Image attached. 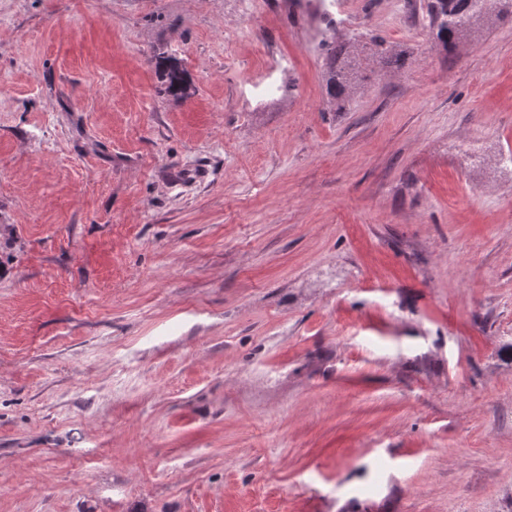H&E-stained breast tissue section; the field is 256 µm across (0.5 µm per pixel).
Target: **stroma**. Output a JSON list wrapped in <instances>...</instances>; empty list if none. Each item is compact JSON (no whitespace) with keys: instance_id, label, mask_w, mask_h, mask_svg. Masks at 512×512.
<instances>
[{"instance_id":"1","label":"stroma","mask_w":512,"mask_h":512,"mask_svg":"<svg viewBox=\"0 0 512 512\" xmlns=\"http://www.w3.org/2000/svg\"><path fill=\"white\" fill-rule=\"evenodd\" d=\"M264 2L0 0V512H512V16ZM493 6L497 15H512V0H431L428 3L430 31L447 47L487 19ZM329 92L332 97L341 99L347 90H351L358 79L354 59L346 45L333 46L328 52ZM157 67L164 81L165 93L180 98L188 94L189 85L185 73L175 60L160 56L157 60Z\"/></svg>"}]
</instances>
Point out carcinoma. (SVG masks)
Returning a JSON list of instances; mask_svg holds the SVG:
<instances>
[{
  "instance_id": "cac0c4a2",
  "label": "carcinoma",
  "mask_w": 512,
  "mask_h": 512,
  "mask_svg": "<svg viewBox=\"0 0 512 512\" xmlns=\"http://www.w3.org/2000/svg\"><path fill=\"white\" fill-rule=\"evenodd\" d=\"M493 7L499 14L512 15V0H429L430 31L440 43L447 46L487 18ZM327 65L329 92L332 97L340 99L358 79L356 64L347 46L332 47L328 52ZM157 67L164 81L165 93L180 98L188 94L185 73L175 60L160 56Z\"/></svg>"
}]
</instances>
